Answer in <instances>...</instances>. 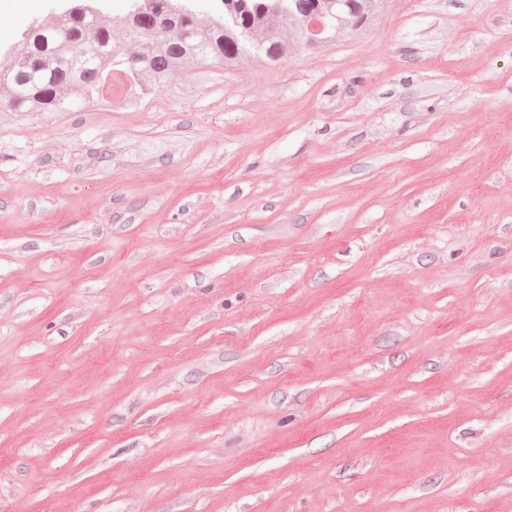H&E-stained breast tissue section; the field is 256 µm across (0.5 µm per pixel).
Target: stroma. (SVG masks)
I'll return each instance as SVG.
<instances>
[{
  "label": "stroma",
  "instance_id": "35a3bbf8",
  "mask_svg": "<svg viewBox=\"0 0 512 512\" xmlns=\"http://www.w3.org/2000/svg\"><path fill=\"white\" fill-rule=\"evenodd\" d=\"M125 92L0 112V512H512V0Z\"/></svg>",
  "mask_w": 512,
  "mask_h": 512
}]
</instances>
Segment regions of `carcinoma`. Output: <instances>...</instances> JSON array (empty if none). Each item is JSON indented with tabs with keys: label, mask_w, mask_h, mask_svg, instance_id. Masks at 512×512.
<instances>
[{
	"label": "carcinoma",
	"mask_w": 512,
	"mask_h": 512,
	"mask_svg": "<svg viewBox=\"0 0 512 512\" xmlns=\"http://www.w3.org/2000/svg\"><path fill=\"white\" fill-rule=\"evenodd\" d=\"M134 19L116 21L143 42V62L132 72L122 63L112 41V27L90 23L86 4L73 8L53 27L21 37L12 52L0 58V106L6 112H66L76 98L91 100L105 92L106 78L115 73L137 76L140 91L159 88L184 69L203 62L234 67L245 59L242 31H252L280 62L293 51L307 48V12L332 18L324 43L348 40L369 29L390 0H295L288 19L268 14L263 0H224V12L205 28L195 19L173 13L169 0H146Z\"/></svg>",
	"instance_id": "obj_1"
}]
</instances>
